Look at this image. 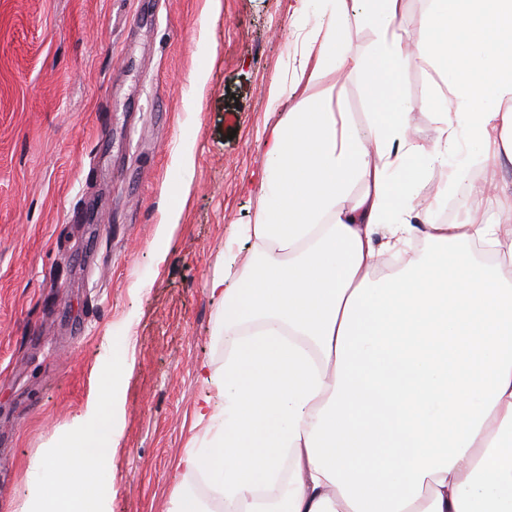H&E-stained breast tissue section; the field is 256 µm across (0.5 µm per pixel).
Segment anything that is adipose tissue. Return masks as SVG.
Masks as SVG:
<instances>
[{
	"mask_svg": "<svg viewBox=\"0 0 512 512\" xmlns=\"http://www.w3.org/2000/svg\"><path fill=\"white\" fill-rule=\"evenodd\" d=\"M426 2L410 47L404 0H316L325 21L290 89L269 98L247 259L211 282L227 353L198 369L204 432L180 461L173 512H512V198L499 184L512 165V0ZM354 23L371 31L355 51ZM413 57L444 90L404 96ZM336 73L361 93V117L312 95ZM452 156L481 171L457 197L494 223L436 221L441 188L416 208ZM479 247L492 263L475 261ZM115 398L95 392L73 447L36 465L30 512H90L119 438Z\"/></svg>",
	"mask_w": 512,
	"mask_h": 512,
	"instance_id": "adipose-tissue-1",
	"label": "adipose tissue"
}]
</instances>
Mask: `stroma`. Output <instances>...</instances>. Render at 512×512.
I'll list each match as a JSON object with an SVG mask.
<instances>
[{
  "instance_id": "1",
  "label": "stroma",
  "mask_w": 512,
  "mask_h": 512,
  "mask_svg": "<svg viewBox=\"0 0 512 512\" xmlns=\"http://www.w3.org/2000/svg\"><path fill=\"white\" fill-rule=\"evenodd\" d=\"M319 22L312 0H0V512H21L33 463L111 385L124 329L133 367L97 509L170 512L202 431L197 369L224 362L210 283L258 209L270 93ZM179 215L172 214L170 224H158L155 232V252L157 263L164 262L168 246L173 238L175 228L178 226Z\"/></svg>"
}]
</instances>
